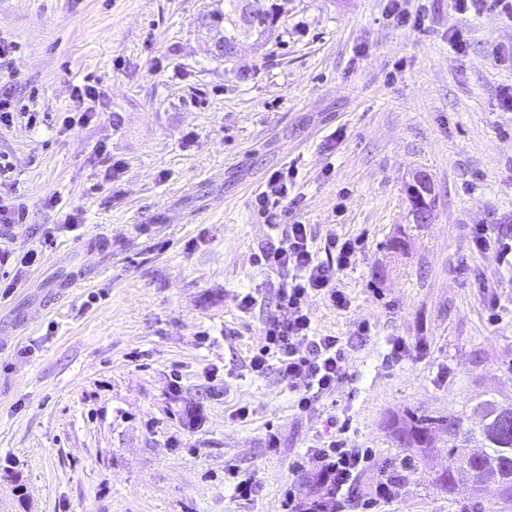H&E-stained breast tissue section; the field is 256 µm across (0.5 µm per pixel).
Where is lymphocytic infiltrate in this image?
<instances>
[{"mask_svg":"<svg viewBox=\"0 0 512 512\" xmlns=\"http://www.w3.org/2000/svg\"><path fill=\"white\" fill-rule=\"evenodd\" d=\"M296 176L291 166L273 172L255 198L256 208L268 223L285 225L286 233L279 244L263 247L258 257L259 264L281 274L273 292L282 313L265 321L249 368L257 377L276 370L287 383L294 406L302 411L315 396L334 390L347 377L351 341L315 334L306 301L309 296L322 295L336 307L347 306L348 299L336 288L335 280L339 271L351 266L357 243L328 234L326 257L317 258L310 225L288 220L301 202L295 192ZM372 460L371 449L347 447L333 436L319 438L292 465L294 471L308 473L313 490L302 498L289 495L287 512H341L346 494Z\"/></svg>","mask_w":512,"mask_h":512,"instance_id":"1","label":"lymphocytic infiltrate"}]
</instances>
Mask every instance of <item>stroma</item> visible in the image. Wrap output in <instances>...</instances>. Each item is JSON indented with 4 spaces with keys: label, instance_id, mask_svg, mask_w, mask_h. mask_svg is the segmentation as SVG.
<instances>
[{
    "label": "stroma",
    "instance_id": "obj_1",
    "mask_svg": "<svg viewBox=\"0 0 512 512\" xmlns=\"http://www.w3.org/2000/svg\"><path fill=\"white\" fill-rule=\"evenodd\" d=\"M428 6L416 28L383 0H287L273 38H242L227 61L210 27L224 0H0L10 91L44 117L0 131L16 165L0 194L28 208L0 261L22 282L0 300V512H283L309 490L293 457L330 420L375 454L363 494L406 454L391 417L445 415L487 393L512 403V269L469 237L476 224L512 231V112L493 106L512 83V19ZM455 28L465 52L448 46ZM87 82L102 91L100 119L58 132ZM293 163L294 220L316 243L331 231L360 242L336 281L348 306L311 296L312 327L345 339L370 326L346 382L303 412L277 372L247 370L277 300L236 304L265 288L254 255L283 232L252 200ZM417 172L435 186L430 224L408 216ZM402 231L406 249H389ZM49 232L44 261L17 269ZM398 338L409 350L397 359ZM213 367L228 385L204 379ZM242 405L244 422L232 417ZM231 465L253 478L250 500L225 490ZM447 465L440 448L400 467L386 512H498L495 486L451 499L433 486Z\"/></svg>",
    "mask_w": 512,
    "mask_h": 512
}]
</instances>
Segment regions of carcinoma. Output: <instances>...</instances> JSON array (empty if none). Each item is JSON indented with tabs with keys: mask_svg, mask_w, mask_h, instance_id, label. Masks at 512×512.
<instances>
[{
	"mask_svg": "<svg viewBox=\"0 0 512 512\" xmlns=\"http://www.w3.org/2000/svg\"><path fill=\"white\" fill-rule=\"evenodd\" d=\"M254 17L247 16L246 0H224V15L216 23L224 24L222 41L240 42V35H254L259 41L270 39L279 24L281 7L277 0H253ZM392 427L400 447L411 457L424 458L448 436V469L437 474L434 483L443 493L452 495L461 483L480 492L483 481L494 480L511 493L500 498L512 505V404L492 396L475 402L470 412L431 417L412 414Z\"/></svg>",
	"mask_w": 512,
	"mask_h": 512,
	"instance_id": "cac0c4a2",
	"label": "carcinoma"
}]
</instances>
